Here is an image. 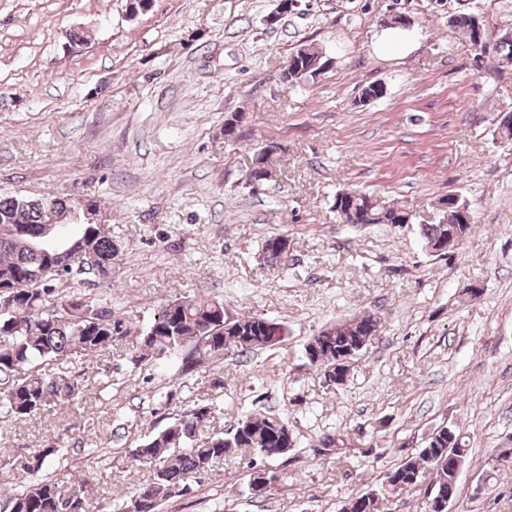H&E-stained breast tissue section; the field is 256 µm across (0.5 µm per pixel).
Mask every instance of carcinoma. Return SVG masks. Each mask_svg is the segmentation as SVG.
Listing matches in <instances>:
<instances>
[{
  "label": "carcinoma",
  "mask_w": 512,
  "mask_h": 512,
  "mask_svg": "<svg viewBox=\"0 0 512 512\" xmlns=\"http://www.w3.org/2000/svg\"><path fill=\"white\" fill-rule=\"evenodd\" d=\"M470 43L484 38L477 16L461 14L453 19ZM493 52L512 66V32L505 33ZM287 85L313 78L327 69L328 58L310 47L295 51ZM246 135L239 114L224 119V136L237 141ZM448 209L436 224H424L421 235L428 246L448 236V225L472 228V215L465 200L445 198ZM84 201L69 196L51 199L0 194V420L22 421L54 407L73 406L83 400L85 384L70 366L86 357L112 349V343L128 337L124 321L115 317L112 304L82 288L87 282L112 280V263L121 245L112 240L103 224H56L45 234L48 222L68 214L82 213ZM332 207L349 224H410L413 215L399 207L381 204L356 191L342 190ZM288 236L275 235L262 245L265 262L288 264ZM378 326L371 315L352 317L324 327L305 345L320 358L317 367L336 363L354 335L366 336ZM288 335V326L257 314L224 318V299L182 296L162 304L153 318L128 342L127 357L134 367L153 357L181 355V373L224 359L226 348L251 354L278 345ZM215 408L204 402L185 405L174 420L148 435L133 455L148 467L151 478L118 498L116 512H159L166 499L184 495L191 481L218 469L228 459L246 450L263 458L288 454L292 441L283 437L288 423L275 415L247 414L229 428L209 430ZM456 430L434 431L418 452L409 455L387 474L394 493L409 491L424 482L441 492L457 487V467L466 465V444ZM59 447L55 442L39 445L20 466L33 476L14 485L3 512H91L92 501L83 489L67 487L56 467ZM383 499L373 491L348 500L343 512H379Z\"/></svg>",
  "instance_id": "1"
}]
</instances>
